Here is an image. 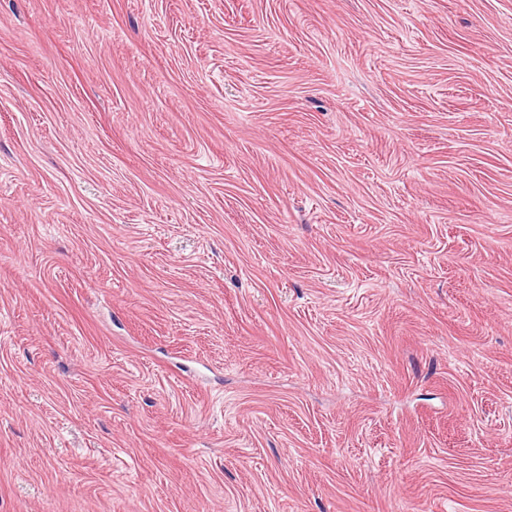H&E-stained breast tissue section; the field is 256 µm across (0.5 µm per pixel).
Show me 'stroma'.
<instances>
[{
	"label": "stroma",
	"instance_id": "stroma-1",
	"mask_svg": "<svg viewBox=\"0 0 512 512\" xmlns=\"http://www.w3.org/2000/svg\"><path fill=\"white\" fill-rule=\"evenodd\" d=\"M0 512H512V0H0Z\"/></svg>",
	"mask_w": 512,
	"mask_h": 512
}]
</instances>
